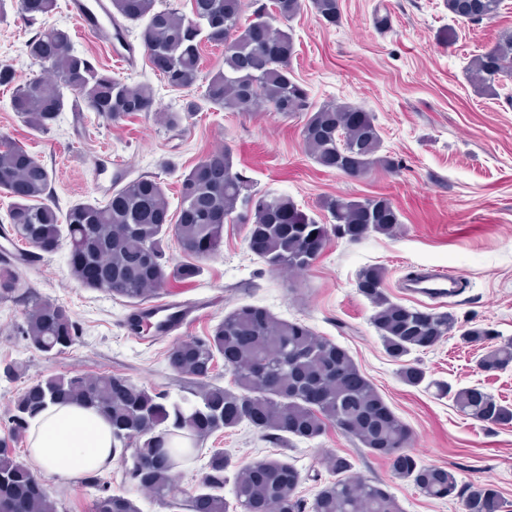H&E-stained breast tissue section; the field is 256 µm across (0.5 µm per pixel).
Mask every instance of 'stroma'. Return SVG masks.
<instances>
[{
    "instance_id": "35a3bbf8",
    "label": "stroma",
    "mask_w": 512,
    "mask_h": 512,
    "mask_svg": "<svg viewBox=\"0 0 512 512\" xmlns=\"http://www.w3.org/2000/svg\"><path fill=\"white\" fill-rule=\"evenodd\" d=\"M340 5L341 20L334 26L320 22L307 7L292 21L273 20L272 27L292 33V77L313 105L345 102L370 112L384 152L401 163L398 172L376 169L352 179L323 171L305 151L304 116H284L263 106L247 112L215 110L201 101L198 88L168 87L147 60L132 69L122 66L62 7L33 24L12 7L0 16V65L13 66L17 82L44 75V67L27 56L25 43L39 29L57 26L69 30L75 52L114 77L149 84L158 111H179L192 100L200 104L177 131L142 114L111 124L77 104L61 113L52 131L38 133L14 111L12 88L0 87V139L20 144L53 169L50 200L60 209L80 199H104L120 171L131 178L158 177L170 204H177L180 172L227 147L255 189L288 195L318 223L328 221L321 208L328 196L383 195L402 214L401 230L390 237L374 233L351 243L329 235L320 257L302 272L270 271L249 252L245 226L225 225L219 252L201 261L199 276L189 283L169 282L156 294L163 302L204 305L199 319L174 338L146 329L131 332L127 316L134 304L78 285L70 276L67 246L35 253L16 269L19 293L66 307L79 340L58 354L29 348L17 332L23 304L0 300V365L20 368L16 379H0V430L14 397L32 382L55 375L118 372L137 386L178 397L182 383L166 363L174 340L206 335L236 306L254 304L301 322L347 350L412 430L413 455L451 470L460 485L491 484L512 503V424L482 426L435 388L404 383L402 365L386 354L371 323L373 307L357 289L359 272L376 265L385 270V291L393 301L450 311L461 323L512 338V81L498 95L485 96L467 80L473 56L512 29V0H504L495 22L479 26L454 20L444 0H340ZM379 6L391 15V26L383 32L374 25ZM169 161L174 169H166ZM439 268L461 278L458 297L407 296L412 274ZM483 351V345L464 344L454 336L412 358L428 378L456 388L476 387L512 404V368L479 372L476 361ZM203 449L227 451L240 463L287 455L302 476L299 491L308 499L331 479L328 457L340 454L361 476L393 493L404 512H460L456 502L422 495L395 475L387 459L368 454L333 427L314 441L295 439L283 446L241 426L216 433ZM102 474L109 493L134 499L141 512H178L168 500L125 478L120 465ZM41 481L58 512H94L98 493L81 479L45 475Z\"/></svg>"
}]
</instances>
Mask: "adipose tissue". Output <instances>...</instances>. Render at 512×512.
I'll return each mask as SVG.
<instances>
[{
	"label": "adipose tissue",
	"instance_id": "adipose-tissue-1",
	"mask_svg": "<svg viewBox=\"0 0 512 512\" xmlns=\"http://www.w3.org/2000/svg\"><path fill=\"white\" fill-rule=\"evenodd\" d=\"M112 426L96 409L67 402L49 406L28 431L30 457L40 472L73 478L112 464Z\"/></svg>",
	"mask_w": 512,
	"mask_h": 512
}]
</instances>
